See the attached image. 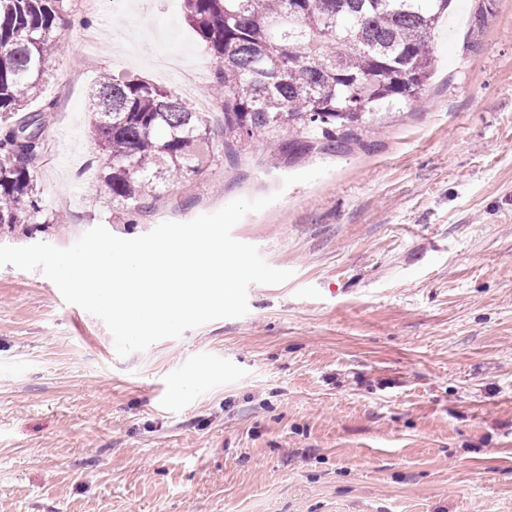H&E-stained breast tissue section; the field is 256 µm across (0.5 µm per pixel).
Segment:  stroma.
<instances>
[{
	"label": "stroma",
	"mask_w": 512,
	"mask_h": 512,
	"mask_svg": "<svg viewBox=\"0 0 512 512\" xmlns=\"http://www.w3.org/2000/svg\"><path fill=\"white\" fill-rule=\"evenodd\" d=\"M48 62L34 178L44 223L0 245H73L277 194L233 228L280 285L249 311L118 356L106 325L41 271L0 267V512H512V0H453L423 100L362 146L288 162L225 156L135 223L91 191L100 73L163 82L155 55L207 59L180 0H73ZM122 39L93 52L88 33ZM74 82L61 89L59 79ZM327 166L310 183L285 176Z\"/></svg>",
	"instance_id": "1"
}]
</instances>
